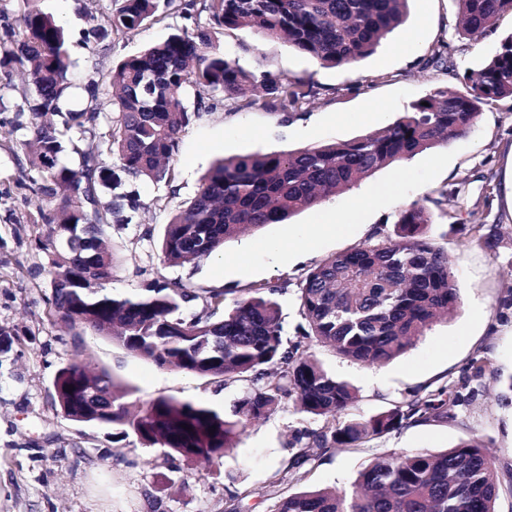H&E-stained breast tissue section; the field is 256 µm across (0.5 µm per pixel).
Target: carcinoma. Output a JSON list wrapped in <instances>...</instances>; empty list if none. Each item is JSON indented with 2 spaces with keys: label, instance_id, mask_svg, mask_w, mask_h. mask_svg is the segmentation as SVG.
<instances>
[{
  "label": "carcinoma",
  "instance_id": "carcinoma-1",
  "mask_svg": "<svg viewBox=\"0 0 512 512\" xmlns=\"http://www.w3.org/2000/svg\"><path fill=\"white\" fill-rule=\"evenodd\" d=\"M23 28L0 39V67L29 68L36 96L29 106V135L17 147L46 203L40 211L39 247L50 256L48 317L54 324L102 336L159 367L226 381L258 383L230 411L158 397L130 410L113 376H90L74 361L53 380L54 402L80 423L117 427V436L175 454L186 462H221L252 422L291 400L298 414L319 417L316 431L299 430L292 455L269 486L300 481L298 469L338 447L354 448L417 423L448 418L469 401L444 383L418 391L368 416H347L355 388L340 381L310 354L324 344L352 361L388 363L404 354L437 320L460 305L447 251L432 242L430 206L458 194L446 187L428 202L414 201L397 215L393 234L339 252L316 265L296 288L306 326L284 344L279 296L288 282L258 284L227 298L224 289L196 290L153 279L138 292L115 294L119 261L107 245L111 223L129 224L137 196L117 192L123 179L169 183L182 131L200 117L205 99L246 95L259 85L267 105L284 113L315 95L300 79L259 76L227 59L212 30L248 26L280 40L326 67L351 65L375 52L406 19L409 0H210L211 27L175 33L123 59L82 90L92 104H64L73 95L68 78L69 36L45 13L40 0H20ZM173 0H111L106 24L90 17L96 40L133 33ZM460 32L495 29L512 0H456ZM465 94L436 89L410 105L392 124L345 141L296 151L225 157L203 175L194 198L166 224L159 260L165 265L209 259L224 244L343 193L376 171L446 145L468 134L480 107L512 99V34L493 56L463 76ZM80 134L107 131L76 168L63 165L65 146L57 124ZM112 200L103 201L105 192ZM471 242L488 250L501 239L496 224L469 226ZM73 390H68V386ZM501 482L495 458L476 440L439 453L391 452L365 464L350 491L309 488L273 492L269 512H495Z\"/></svg>",
  "mask_w": 512,
  "mask_h": 512
}]
</instances>
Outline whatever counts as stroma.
I'll list each match as a JSON object with an SVG mask.
<instances>
[{
    "label": "stroma",
    "mask_w": 512,
    "mask_h": 512,
    "mask_svg": "<svg viewBox=\"0 0 512 512\" xmlns=\"http://www.w3.org/2000/svg\"><path fill=\"white\" fill-rule=\"evenodd\" d=\"M186 0H173L146 28L82 43L89 15L105 18L109 0H41L42 10L69 32L72 78L79 83L108 75L124 58L170 34L209 25L208 13L185 18ZM456 0H410L403 24L370 57L329 68L248 27L216 31L217 48L243 69L311 83L316 95L291 120L267 106L262 92L219 100L181 136L170 183L125 182L140 201L137 221L116 224L109 239L120 259L111 288L139 291V271L200 288L240 290L254 284L296 285L322 260L389 234L400 210L436 197L444 185L465 189L445 209L434 210L430 238L443 246L456 273L461 304L412 348L381 366H365L327 347L314 352L325 368L358 389L351 409L370 415L417 389L446 381L468 384L476 395L452 408L447 419L413 425L360 448H341L304 465L302 483L347 489L363 463L387 451L439 452L459 440L482 438L496 457L502 482L512 481V395L500 378L512 376V99L484 105L470 133L435 151L380 169L351 190L300 211L281 224L226 242L223 252L194 265L162 266L157 260L165 224L195 195L201 176L218 159L294 151L343 141L391 124L413 101L432 90L465 91L463 75L512 34L504 13L492 34L459 33ZM448 45V65L429 66L437 42ZM34 93L20 70L0 72V330L11 334L0 351V512H224L231 494L248 491L242 512H268L266 486L284 467L297 429L317 430L321 419L284 406L240 435L223 462L189 464L166 457L136 437L114 441L108 426L77 423L55 407L52 383L71 361L108 370L145 404L160 396L226 409L249 390L246 381L219 382L163 369L91 334L74 336L47 318L50 269L35 238L41 199L17 158L14 126L28 124ZM460 224H498L496 251L470 243ZM487 357L491 373L470 378V360Z\"/></svg>",
    "instance_id": "stroma-1"
}]
</instances>
